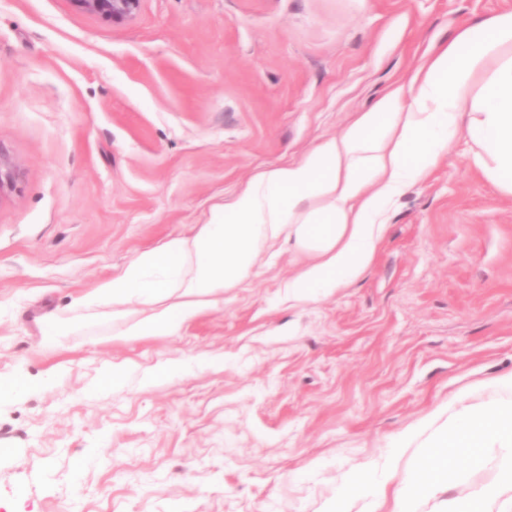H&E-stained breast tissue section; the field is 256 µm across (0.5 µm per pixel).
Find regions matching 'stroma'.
I'll list each match as a JSON object with an SVG mask.
<instances>
[{"label": "stroma", "instance_id": "stroma-1", "mask_svg": "<svg viewBox=\"0 0 512 512\" xmlns=\"http://www.w3.org/2000/svg\"><path fill=\"white\" fill-rule=\"evenodd\" d=\"M512 0H0V512H323L449 397L512 374V196L459 136L356 283L279 241L177 336L48 317L304 159ZM164 364L181 372L155 377ZM125 366L121 381L112 369ZM81 12L101 16L112 24H123L135 17L141 0H71ZM78 317L52 316L43 333L44 344L47 348H53L60 344L67 336L74 335Z\"/></svg>", "mask_w": 512, "mask_h": 512}]
</instances>
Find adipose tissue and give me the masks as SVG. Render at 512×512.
Returning a JSON list of instances; mask_svg holds the SVG:
<instances>
[{
  "instance_id": "ef3b65f1",
  "label": "adipose tissue",
  "mask_w": 512,
  "mask_h": 512,
  "mask_svg": "<svg viewBox=\"0 0 512 512\" xmlns=\"http://www.w3.org/2000/svg\"><path fill=\"white\" fill-rule=\"evenodd\" d=\"M401 91L375 103L304 161L275 168L232 202L213 207L201 230L139 254L115 278L74 299V309L108 306L126 335L176 336L200 310L285 239L315 260L288 282V295L314 301L358 280L385 232L389 202L423 180L460 134L479 148L475 165L512 195V11L463 27Z\"/></svg>"
}]
</instances>
